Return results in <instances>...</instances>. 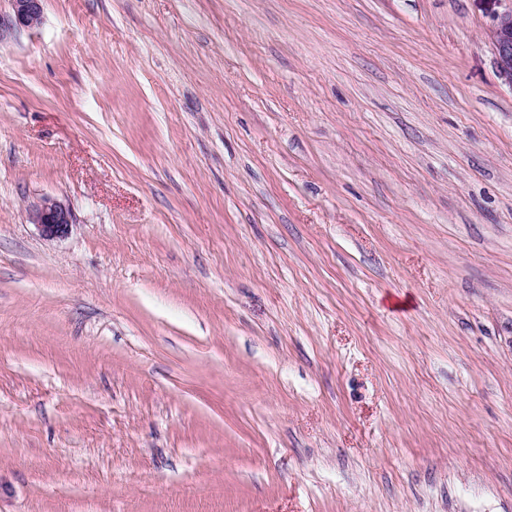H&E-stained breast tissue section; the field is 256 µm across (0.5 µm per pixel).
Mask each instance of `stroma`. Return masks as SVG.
<instances>
[{
  "mask_svg": "<svg viewBox=\"0 0 512 512\" xmlns=\"http://www.w3.org/2000/svg\"><path fill=\"white\" fill-rule=\"evenodd\" d=\"M491 23L43 0L5 31L0 512H512ZM30 219L36 224L47 238L62 236L72 223L69 210L59 202L46 198L30 213Z\"/></svg>",
  "mask_w": 512,
  "mask_h": 512,
  "instance_id": "obj_1",
  "label": "stroma"
}]
</instances>
